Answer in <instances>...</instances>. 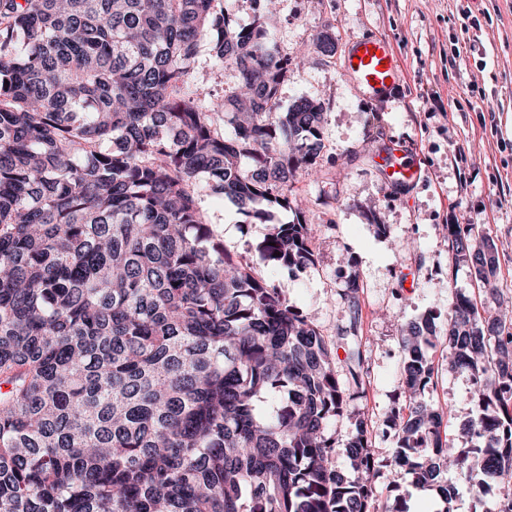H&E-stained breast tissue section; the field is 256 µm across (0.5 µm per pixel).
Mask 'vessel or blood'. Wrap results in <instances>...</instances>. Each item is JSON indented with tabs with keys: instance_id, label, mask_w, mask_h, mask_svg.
Returning <instances> with one entry per match:
<instances>
[{
	"instance_id": "obj_1",
	"label": "vessel or blood",
	"mask_w": 512,
	"mask_h": 512,
	"mask_svg": "<svg viewBox=\"0 0 512 512\" xmlns=\"http://www.w3.org/2000/svg\"><path fill=\"white\" fill-rule=\"evenodd\" d=\"M343 70L368 98L385 97L401 81V62L391 42L381 36H364L350 44ZM419 162L402 150H395L386 160L384 175L396 186H407L421 179Z\"/></svg>"
}]
</instances>
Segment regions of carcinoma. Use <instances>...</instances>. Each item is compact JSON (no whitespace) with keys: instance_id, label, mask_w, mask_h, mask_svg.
I'll use <instances>...</instances> for the list:
<instances>
[{"instance_id":"obj_1","label":"carcinoma","mask_w":512,"mask_h":512,"mask_svg":"<svg viewBox=\"0 0 512 512\" xmlns=\"http://www.w3.org/2000/svg\"><path fill=\"white\" fill-rule=\"evenodd\" d=\"M204 42L239 71L227 101L195 87ZM290 64L263 20L238 27L220 0H0V512H408L397 483L377 505L364 414L346 471L329 463V424L364 393L359 275L333 343L224 250L198 203L205 189L270 225L264 263L316 264L309 225L273 223L289 177L323 161V103L277 107ZM447 229L455 263L497 294L493 244ZM507 317L458 291L445 327L401 328L390 465L445 512L448 463L480 490L512 473ZM439 335L482 401L470 455L425 400Z\"/></svg>"}]
</instances>
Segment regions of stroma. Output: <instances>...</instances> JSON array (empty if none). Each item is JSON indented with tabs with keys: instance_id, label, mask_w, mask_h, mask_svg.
Returning a JSON list of instances; mask_svg holds the SVG:
<instances>
[{
	"instance_id": "35a3bbf8",
	"label": "stroma",
	"mask_w": 512,
	"mask_h": 512,
	"mask_svg": "<svg viewBox=\"0 0 512 512\" xmlns=\"http://www.w3.org/2000/svg\"><path fill=\"white\" fill-rule=\"evenodd\" d=\"M481 10L479 27L465 29L460 7ZM281 54L291 57L278 89L281 110L308 98L323 102L326 161L317 176L297 173L292 194L311 228L317 262L294 276L264 264L255 245L269 227L243 225L228 200L200 192L199 205L217 240L232 254L247 255L325 335L335 336L349 312L341 294L358 271V336L368 382L350 408L380 427L397 388L401 325L424 315L448 320L455 291L479 309L512 305V0H277L268 21ZM330 32L333 55L316 38ZM379 35L391 40L403 79L390 96H363L342 71L352 40ZM411 150L425 171L412 186L383 176L384 157ZM471 224L498 256L497 296L478 289L468 267L455 265L447 224ZM387 225L380 234L378 225ZM437 373L427 400L443 414L441 430L460 450L476 447L461 432L481 413L469 373L448 368L442 342L429 351ZM452 512H493L512 486L486 494L459 475Z\"/></svg>"
}]
</instances>
